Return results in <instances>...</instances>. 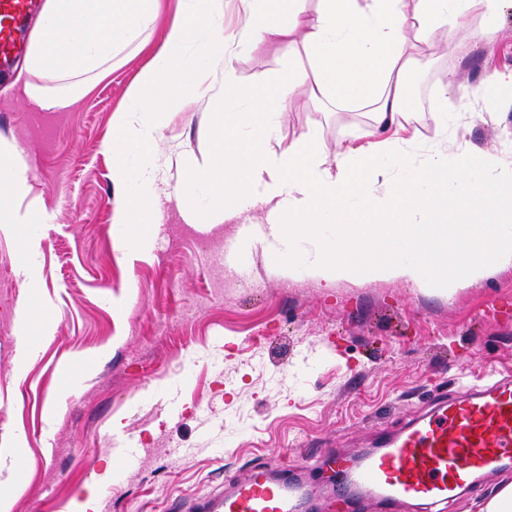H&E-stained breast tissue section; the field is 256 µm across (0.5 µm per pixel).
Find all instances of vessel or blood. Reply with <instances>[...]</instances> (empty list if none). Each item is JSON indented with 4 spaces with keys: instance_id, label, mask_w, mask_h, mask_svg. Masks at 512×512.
Returning a JSON list of instances; mask_svg holds the SVG:
<instances>
[{
    "instance_id": "1",
    "label": "vessel or blood",
    "mask_w": 512,
    "mask_h": 512,
    "mask_svg": "<svg viewBox=\"0 0 512 512\" xmlns=\"http://www.w3.org/2000/svg\"><path fill=\"white\" fill-rule=\"evenodd\" d=\"M37 0H0V66L26 48ZM512 459V381L493 379L440 399L422 417L389 435L350 473L387 503L435 505L466 490L475 475ZM297 487L267 469L254 470L230 491L200 503L201 512H295Z\"/></svg>"
}]
</instances>
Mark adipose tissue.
Returning <instances> with one entry per match:
<instances>
[{
  "label": "adipose tissue",
  "instance_id": "adipose-tissue-1",
  "mask_svg": "<svg viewBox=\"0 0 512 512\" xmlns=\"http://www.w3.org/2000/svg\"><path fill=\"white\" fill-rule=\"evenodd\" d=\"M164 42L141 71L119 115L112 155L113 223L125 246H147L144 225L161 221L168 193L194 196L189 223L208 226L261 212L252 237L296 260L314 244V263L339 274H390L448 286L461 274L512 260V160L501 152L436 150L394 181L379 160L398 156L409 112L407 74L438 48L476 31L494 39L504 0H245L237 34L224 31V0H179ZM162 0H45L20 70L29 107L65 112L105 77L127 49L144 50ZM300 40L309 69L246 84L233 66L257 43ZM208 99V154L188 157L169 186L159 164L162 116L184 97ZM306 97L336 111L367 113L363 146L327 153L311 129L270 154L285 100ZM30 170L15 144L0 140V223L39 224L19 213ZM472 217L471 231L427 248L437 208Z\"/></svg>",
  "mask_w": 512,
  "mask_h": 512
}]
</instances>
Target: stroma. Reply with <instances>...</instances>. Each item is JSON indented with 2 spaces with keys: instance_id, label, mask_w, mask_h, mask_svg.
Listing matches in <instances>:
<instances>
[{
  "instance_id": "obj_1",
  "label": "stroma",
  "mask_w": 512,
  "mask_h": 512,
  "mask_svg": "<svg viewBox=\"0 0 512 512\" xmlns=\"http://www.w3.org/2000/svg\"><path fill=\"white\" fill-rule=\"evenodd\" d=\"M459 40L409 74L413 107L447 111L449 146L512 152V105L484 84L487 71L512 69V0L494 41L475 32ZM149 59L124 57L68 112L33 114L11 80L0 81V139L24 150L32 175L18 206L48 216L0 231V442L18 438L25 476L13 512H67L92 482L99 512H188L269 465L307 482L318 512H336L324 486L336 457L374 451L437 394L484 384L488 369L512 374V264L450 294L330 279L260 242L230 252L239 225L186 223L174 198L149 228L147 251L128 252L112 221L107 144ZM304 60L259 43L234 65L243 82L267 83ZM205 106L193 100L165 117L168 181L179 153H207ZM363 124L359 113L294 99L268 150L314 127L332 151L353 145ZM410 129L402 160L388 164L399 180L436 141L429 123ZM28 249L38 262L26 275ZM23 335L36 350L24 361ZM509 481L512 468L482 476L447 512H478Z\"/></svg>"
}]
</instances>
